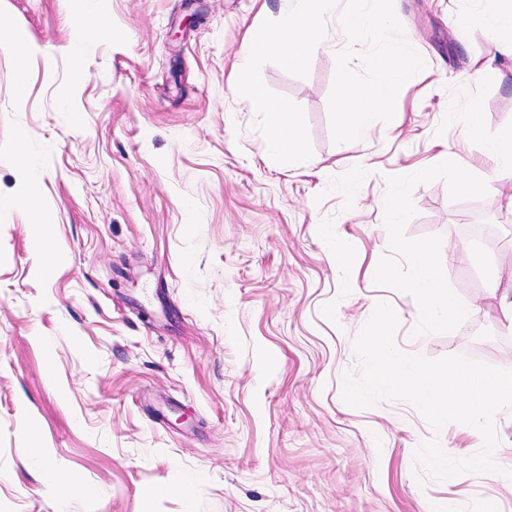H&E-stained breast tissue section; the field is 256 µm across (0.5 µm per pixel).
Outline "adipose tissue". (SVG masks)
<instances>
[{
  "instance_id": "1",
  "label": "adipose tissue",
  "mask_w": 512,
  "mask_h": 512,
  "mask_svg": "<svg viewBox=\"0 0 512 512\" xmlns=\"http://www.w3.org/2000/svg\"><path fill=\"white\" fill-rule=\"evenodd\" d=\"M474 22L482 25L497 54L512 58V0H494L491 9L461 16L460 31H467ZM464 121L467 137L482 142L485 152L496 160V177H511L512 126L502 128L493 139H485L481 113L473 104L465 106ZM411 261L413 275L407 286L422 298L420 313L435 326L445 330L464 326L474 314L475 308L459 302L448 290L437 274L433 254L421 249L412 255Z\"/></svg>"
}]
</instances>
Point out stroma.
<instances>
[{
    "label": "stroma",
    "mask_w": 512,
    "mask_h": 512,
    "mask_svg": "<svg viewBox=\"0 0 512 512\" xmlns=\"http://www.w3.org/2000/svg\"><path fill=\"white\" fill-rule=\"evenodd\" d=\"M285 0H8L0 31L28 34L26 67L0 44V512H512L496 473L418 479L438 439L482 452L404 401L354 408V340L390 303L397 346L492 366L512 358L483 265L512 289V194L463 130L512 126V62L476 0H394L425 69L400 90L399 123L334 143V49L307 77L265 64L266 86L301 106L313 154L262 160L238 56ZM266 17H259V9ZM201 23L174 39L183 17ZM108 24L112 36L99 38ZM481 80L465 78L472 62ZM449 150L454 164L436 156ZM428 168L417 177L415 168ZM488 173L474 192L461 172ZM402 196L405 218L391 221ZM53 231L39 241L37 208ZM427 248L477 312L457 330L419 315L405 283ZM82 477L68 491L69 474Z\"/></svg>",
    "instance_id": "obj_1"
}]
</instances>
